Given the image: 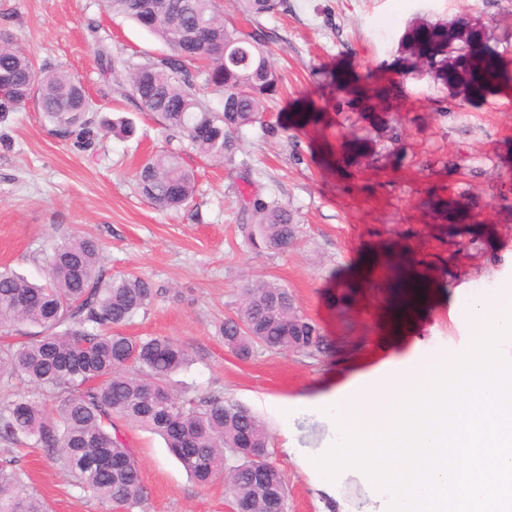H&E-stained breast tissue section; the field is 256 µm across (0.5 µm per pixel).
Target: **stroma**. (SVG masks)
I'll list each match as a JSON object with an SVG mask.
<instances>
[{
  "label": "stroma",
  "mask_w": 512,
  "mask_h": 512,
  "mask_svg": "<svg viewBox=\"0 0 512 512\" xmlns=\"http://www.w3.org/2000/svg\"><path fill=\"white\" fill-rule=\"evenodd\" d=\"M261 17L271 32V62L283 88L261 123L244 130L235 166L187 151V142L142 112L127 82L104 74L97 46L139 61L166 46L102 0H0V33L23 46L37 68L63 70L85 87L95 120L124 117L135 133H108L83 152L52 133L37 101L0 121V270L31 282L43 258L79 235L102 247L106 275L134 273L158 294L123 326L134 337L168 336L192 364L169 379L178 395H216L250 408L267 430L270 461L288 485L289 512H326L309 480L281 453L284 441L268 399L318 393L333 374L366 355L400 345L420 355L456 352L468 340L448 317L456 288L512 283V84L473 106L455 107L448 90L396 71L400 37L411 23L449 24L470 16L512 66V0H288ZM362 88L392 87L389 130L348 109L334 72ZM371 138L368 165L346 162L351 135ZM186 150L198 190L179 211L157 210L135 172L148 156ZM287 205L298 231L284 252L253 244L238 222L251 197ZM469 204L481 237L465 225L449 233L430 197ZM264 279L288 288L300 314L335 344L333 355L257 349L246 361L227 352L220 328L234 316L244 286ZM142 473L146 494L135 512H228L223 480L203 487L164 440L118 421ZM14 460L50 512H108L80 494L70 474L39 448Z\"/></svg>",
  "instance_id": "1"
}]
</instances>
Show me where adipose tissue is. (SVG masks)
Returning a JSON list of instances; mask_svg holds the SVG:
<instances>
[{
    "instance_id": "obj_1",
    "label": "adipose tissue",
    "mask_w": 512,
    "mask_h": 512,
    "mask_svg": "<svg viewBox=\"0 0 512 512\" xmlns=\"http://www.w3.org/2000/svg\"><path fill=\"white\" fill-rule=\"evenodd\" d=\"M512 302V288L505 286L491 294L465 297L449 313L451 321L462 328L473 325L475 318L492 313ZM426 359L416 353L385 360L380 365L356 370L348 378L350 383L341 405L346 409L362 410L367 416L382 418L389 403L397 401L414 381L426 374Z\"/></svg>"
}]
</instances>
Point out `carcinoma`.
Instances as JSON below:
<instances>
[{
	"instance_id": "obj_1",
	"label": "carcinoma",
	"mask_w": 512,
	"mask_h": 512,
	"mask_svg": "<svg viewBox=\"0 0 512 512\" xmlns=\"http://www.w3.org/2000/svg\"><path fill=\"white\" fill-rule=\"evenodd\" d=\"M106 8L161 40L168 52L140 62L109 58L107 74L129 75V94L142 111L165 129L180 134L192 149L220 165L235 163L242 131L258 122L266 102L282 85L270 62L269 35L259 26L244 32L224 22L219 0H104ZM238 11L254 20L288 10L287 0H236ZM486 42L475 63L463 46L448 48V26L411 24L401 39L403 73L425 76L462 94L473 104L512 78L501 54ZM338 88L355 112L389 111L391 92H375L380 105L366 104V91L341 74ZM0 118L37 97L44 117L62 140L83 151L94 148L104 130L80 81L66 71L39 73L21 45L0 34ZM221 97L212 110L204 94ZM140 193L160 210L181 209L196 191L195 171L176 152L146 158L136 171ZM241 224L257 230L266 248L283 251L297 233L288 207L258 196L242 208ZM99 243L75 236L44 257L45 282L38 284L0 272V334L22 326L32 338L0 351V376H17L42 395L65 394L50 414L41 400L21 396L0 407V438L56 457L86 496L133 512L144 498L137 459L115 420L161 435L183 468L205 486L224 475L225 491L239 512H268L263 483L287 495L283 474L271 464L259 468L251 449L267 447L264 423L248 408L218 396L195 403L172 393L169 377L188 366L187 349L167 336L132 338L118 331L152 304L157 291L136 274L106 276ZM221 335L236 353L258 348L308 355L333 351L317 325L298 313L288 289L268 280L246 285L235 316L224 320ZM110 456L123 467L105 468ZM0 512H49L29 492L24 473L0 466Z\"/></svg>"
}]
</instances>
